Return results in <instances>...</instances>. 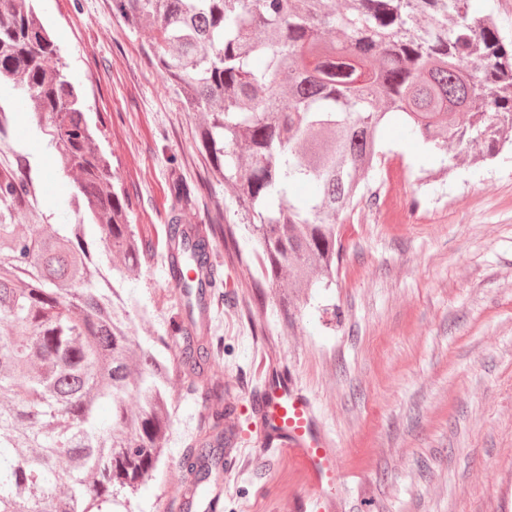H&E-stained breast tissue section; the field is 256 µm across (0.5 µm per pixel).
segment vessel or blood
<instances>
[{
    "label": "vessel or blood",
    "instance_id": "vessel-or-blood-1",
    "mask_svg": "<svg viewBox=\"0 0 512 512\" xmlns=\"http://www.w3.org/2000/svg\"><path fill=\"white\" fill-rule=\"evenodd\" d=\"M249 405L260 422V449L288 461L300 479L299 488L285 490L290 512H340L338 491L348 474L310 397L271 365L262 386L251 393Z\"/></svg>",
    "mask_w": 512,
    "mask_h": 512
}]
</instances>
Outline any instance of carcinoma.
<instances>
[{
	"label": "carcinoma",
	"instance_id": "cac0c4a2",
	"mask_svg": "<svg viewBox=\"0 0 512 512\" xmlns=\"http://www.w3.org/2000/svg\"><path fill=\"white\" fill-rule=\"evenodd\" d=\"M112 0L147 54L199 112V142L224 184L208 225L173 209L166 259L186 298L177 364L139 341L109 277L137 274L144 241L89 125L83 95L30 0H0V83L17 90L95 226L44 224L31 179L15 167L12 113L0 111V512H134L156 477L173 389L201 392L207 414L179 468L217 482L223 469L224 389L204 376L213 337L193 304L217 283L213 255L244 226L262 293L328 288L341 226L382 164L379 128L399 114L428 155L448 146L491 157L512 140V43L470 0ZM310 196L298 199L296 185ZM135 400L130 406L129 400ZM111 405L106 422L99 401Z\"/></svg>",
	"mask_w": 512,
	"mask_h": 512
}]
</instances>
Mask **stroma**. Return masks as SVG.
<instances>
[{"instance_id": "stroma-1", "label": "stroma", "mask_w": 512, "mask_h": 512, "mask_svg": "<svg viewBox=\"0 0 512 512\" xmlns=\"http://www.w3.org/2000/svg\"><path fill=\"white\" fill-rule=\"evenodd\" d=\"M35 9L150 244L139 279L120 294L140 341L158 345L179 312L163 253L170 187L184 184L198 222L224 187L208 173L193 117L160 86L145 35L113 15L112 0H35ZM90 10L100 35L81 24ZM0 108L13 114L10 136L45 223H77L73 186L11 87L0 86ZM416 145L400 123L381 128L387 160L370 190L400 209L414 195L422 204L403 224L384 206L359 205L342 230L332 287L285 304L250 289L253 267L217 255L223 296L194 318L224 339L210 368L235 407L238 460L224 465L215 508L196 512H289L281 489L294 472L274 453L256 456L248 404L272 357L311 394L342 451V512H503L502 499L512 500V149L477 163L453 155L448 177L425 183ZM288 307L297 312L290 328ZM201 410L196 396L176 394L168 448L138 493L141 512H168L178 500V462Z\"/></svg>"}]
</instances>
